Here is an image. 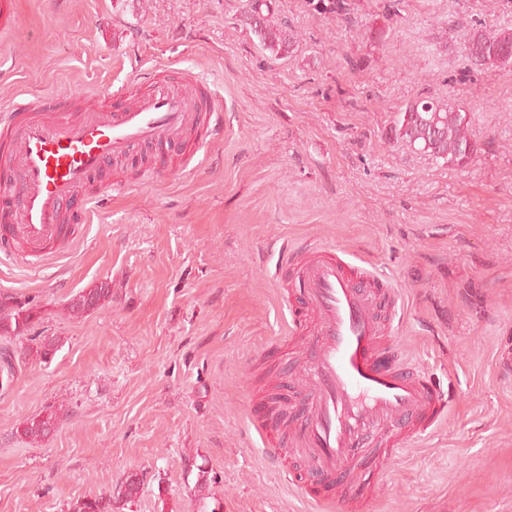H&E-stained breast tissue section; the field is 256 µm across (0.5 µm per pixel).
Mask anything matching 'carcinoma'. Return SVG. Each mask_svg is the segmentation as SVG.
<instances>
[{"mask_svg": "<svg viewBox=\"0 0 512 512\" xmlns=\"http://www.w3.org/2000/svg\"><path fill=\"white\" fill-rule=\"evenodd\" d=\"M313 10L320 14L340 16L346 10L345 0H309ZM245 25L254 34L263 50L277 58L288 55L297 42V35L288 31V24L271 20L267 0H246ZM470 47L480 51L471 53L475 65L506 67L512 65V28L504 27L488 32L473 29L469 33ZM472 120L462 107L432 97L416 98L400 109L395 117L394 139L407 148L422 153L436 163L463 169L477 152L472 138ZM112 300V288L102 283L79 292L69 303L70 313L82 316ZM37 318L36 307L10 297L0 299V337H17L28 331ZM56 414L35 415L23 420L15 435L23 439L41 440L53 431ZM140 480L128 475L105 496L78 499L69 504V512H112L117 503H132L137 498Z\"/></svg>", "mask_w": 512, "mask_h": 512, "instance_id": "cac0c4a2", "label": "carcinoma"}]
</instances>
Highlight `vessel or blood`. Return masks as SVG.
Masks as SVG:
<instances>
[{"instance_id":"b4317fda","label":"vessel or blood","mask_w":512,"mask_h":512,"mask_svg":"<svg viewBox=\"0 0 512 512\" xmlns=\"http://www.w3.org/2000/svg\"><path fill=\"white\" fill-rule=\"evenodd\" d=\"M57 106L35 96L0 110V126L10 132L0 179L16 186L15 194L0 195V214L12 219L0 237L1 255L11 256L16 240L33 257L63 247L66 206L109 164L134 160L136 148L224 135L221 105L164 80L152 81L135 101L118 96L111 108L77 120ZM286 268L301 289L302 307L289 315L291 327L305 329L306 355L278 393L252 402L251 413L259 436L273 421L308 464L314 487L303 497L346 512L348 499L332 497L330 487L379 476L399 446L447 417L448 400L387 336L385 309L394 299L352 277L335 249L292 248Z\"/></svg>"}]
</instances>
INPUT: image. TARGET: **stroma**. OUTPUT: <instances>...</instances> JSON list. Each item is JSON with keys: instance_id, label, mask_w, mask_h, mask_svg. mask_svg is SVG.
Segmentation results:
<instances>
[{"instance_id": "1", "label": "stroma", "mask_w": 512, "mask_h": 512, "mask_svg": "<svg viewBox=\"0 0 512 512\" xmlns=\"http://www.w3.org/2000/svg\"><path fill=\"white\" fill-rule=\"evenodd\" d=\"M0 31V105L24 94L101 109L152 78L206 84L224 137L196 154L139 148L113 185L80 190L73 242L45 270L0 261V294L37 305L0 338L15 373L0 392V512H68L132 473L115 512H313L264 457L248 398L301 355L287 333L294 278L270 243L335 247L397 291L396 336L447 394L448 417L395 456L362 512H512V67L481 68L468 29L512 27V0H347L337 19L271 0L298 35L269 58L244 0H15ZM419 96L472 112L477 152L448 168L396 144ZM108 282L85 316L67 306ZM55 336L57 352L36 354ZM55 411L49 437L16 436ZM205 487H198L199 472Z\"/></svg>"}]
</instances>
